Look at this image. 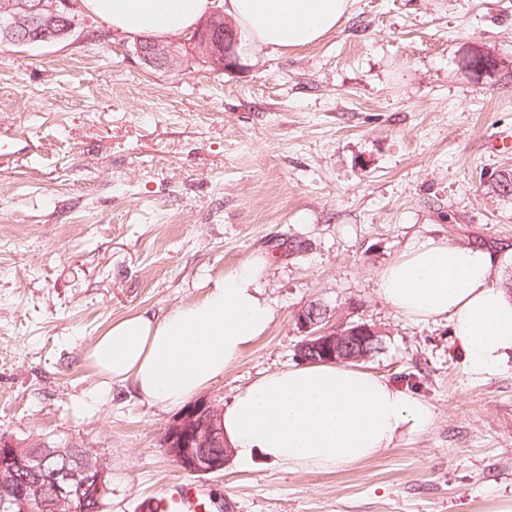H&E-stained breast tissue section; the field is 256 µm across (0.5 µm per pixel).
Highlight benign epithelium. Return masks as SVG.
I'll use <instances>...</instances> for the list:
<instances>
[{
  "label": "benign epithelium",
  "instance_id": "1",
  "mask_svg": "<svg viewBox=\"0 0 512 512\" xmlns=\"http://www.w3.org/2000/svg\"><path fill=\"white\" fill-rule=\"evenodd\" d=\"M74 0H19L0 8V35L14 44L51 43L74 35L76 21L70 11ZM220 14L203 18L191 34L179 41L161 44L153 38H138L134 54L148 67H175L190 59L215 71H224L239 64V38L231 23L217 24ZM497 64L495 58L473 51L467 66L475 74H483ZM304 337L295 349V357L307 362H352L369 360L381 349L382 340L374 328L364 322L331 323L330 310L314 303L297 315ZM222 409L211 401L197 400L188 405L165 427L161 442L165 454L183 471L194 475L217 473L230 463L232 450L224 441L220 426ZM6 459L0 461V485L7 488L22 472L36 471L48 453L68 457L71 446L50 448L42 445L30 451L17 443L2 439ZM223 452L216 453L214 449ZM83 479L74 482L72 472L65 468L53 473L46 483L27 486L17 500L0 499V509L36 500L43 512H63L73 507L76 499L101 500L111 493V476L101 459L84 458L79 466Z\"/></svg>",
  "mask_w": 512,
  "mask_h": 512
}]
</instances>
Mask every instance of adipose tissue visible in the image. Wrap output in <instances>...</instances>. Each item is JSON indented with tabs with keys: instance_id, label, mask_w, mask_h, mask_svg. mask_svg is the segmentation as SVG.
I'll return each mask as SVG.
<instances>
[{
	"instance_id": "1",
	"label": "adipose tissue",
	"mask_w": 512,
	"mask_h": 512,
	"mask_svg": "<svg viewBox=\"0 0 512 512\" xmlns=\"http://www.w3.org/2000/svg\"><path fill=\"white\" fill-rule=\"evenodd\" d=\"M215 0H84L113 28L145 36L195 26ZM250 39L281 49L306 47L335 30L350 0H224ZM263 260L215 281L198 300L155 318L115 321L88 357L102 384H131L148 402L179 407L222 378L274 317L262 295ZM382 298L416 322L444 318L476 374L497 372L512 355V291L493 280L480 248L422 241L379 274ZM431 407L373 372L317 363L263 375L225 407L224 437L242 466L254 457L291 469H332L377 455L405 434L425 432Z\"/></svg>"
}]
</instances>
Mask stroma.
I'll return each mask as SVG.
<instances>
[{
  "mask_svg": "<svg viewBox=\"0 0 512 512\" xmlns=\"http://www.w3.org/2000/svg\"><path fill=\"white\" fill-rule=\"evenodd\" d=\"M67 40L0 51V435L88 448L104 512H142L187 481L226 512H498L512 499V359L468 370L447 319L378 292L417 242L485 248L512 278V0H351L318 43L241 45L239 67H143L134 36L79 9ZM498 59L474 79L472 49ZM265 257L268 331L202 396L224 407L295 364L297 314L364 320V369L428 403L430 428L376 456L293 470L255 458L186 476L160 437L176 410L101 389L89 348L114 321L203 298Z\"/></svg>",
  "mask_w": 512,
  "mask_h": 512,
  "instance_id": "35a3bbf8",
  "label": "stroma"
}]
</instances>
